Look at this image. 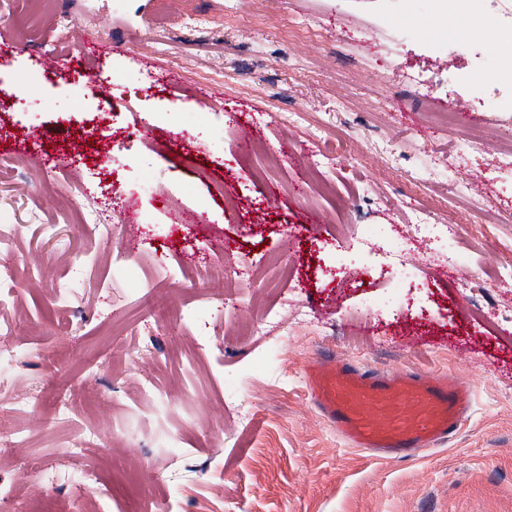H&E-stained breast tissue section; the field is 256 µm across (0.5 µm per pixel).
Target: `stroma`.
<instances>
[{
	"instance_id": "1",
	"label": "stroma",
	"mask_w": 512,
	"mask_h": 512,
	"mask_svg": "<svg viewBox=\"0 0 512 512\" xmlns=\"http://www.w3.org/2000/svg\"><path fill=\"white\" fill-rule=\"evenodd\" d=\"M224 3L174 0L159 27L157 0H0V86L15 89L0 97V220L22 229L0 266L40 271L15 285L24 353L0 370V436L25 437L4 451L13 501L0 512H85L68 482H42L48 468L95 473L111 493L105 512H512V323L497 317L512 285L495 282L512 264V170L495 152L512 139V109L476 110L452 131L426 114L456 107L469 81L489 97L506 90L491 41L512 27V0H494L481 29L471 0ZM61 13L96 24L53 51ZM113 41L122 49L96 68L138 91L114 125L147 136L125 150L117 195L83 163V131L109 90L81 75L77 52ZM51 52L54 69L41 63ZM32 73L40 81L18 90ZM202 88L213 92L205 111ZM472 127L491 150L468 152ZM36 130L34 152L21 153ZM250 138L277 153L261 179ZM336 138L340 155L312 175L319 141ZM92 208L112 237L78 224ZM426 214L452 225L449 241L423 236ZM356 224L383 241L403 233L422 277L361 287L353 268L322 272L352 258ZM117 247L136 276L97 262ZM215 261L224 283L197 282ZM60 283L78 315L69 336L55 330ZM269 311L281 331L249 336ZM202 331L210 351L186 371L174 349ZM325 347L381 371L462 376L472 410L453 439L408 461L345 447L303 381ZM33 391L37 411L19 404ZM62 392L78 405L67 419L54 413ZM69 445L79 455L65 456Z\"/></svg>"
}]
</instances>
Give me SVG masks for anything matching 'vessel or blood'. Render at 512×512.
<instances>
[{
  "label": "vessel or blood",
  "instance_id": "b4317fda",
  "mask_svg": "<svg viewBox=\"0 0 512 512\" xmlns=\"http://www.w3.org/2000/svg\"><path fill=\"white\" fill-rule=\"evenodd\" d=\"M303 375L314 405L353 448L414 458L453 438L469 414L465 379L410 370L386 373L321 352Z\"/></svg>",
  "mask_w": 512,
  "mask_h": 512
}]
</instances>
